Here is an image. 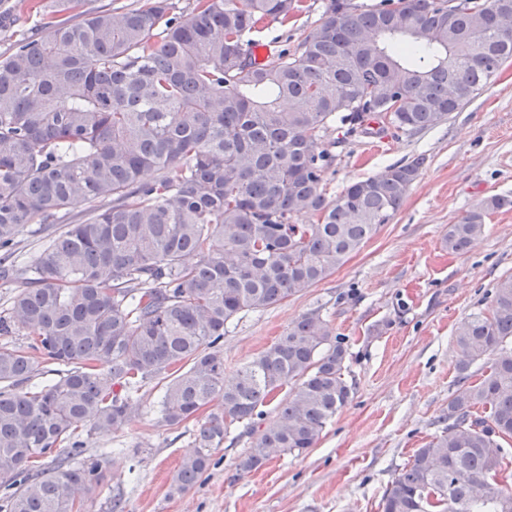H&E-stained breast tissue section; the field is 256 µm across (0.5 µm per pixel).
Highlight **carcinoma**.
<instances>
[{
  "label": "carcinoma",
  "instance_id": "obj_1",
  "mask_svg": "<svg viewBox=\"0 0 512 512\" xmlns=\"http://www.w3.org/2000/svg\"><path fill=\"white\" fill-rule=\"evenodd\" d=\"M469 2L450 14L448 0H326L312 33L261 63L256 36L288 26L305 0H194L187 13L168 0L123 12L21 0L0 13V30L37 17V32L0 56V281L13 288L0 335L31 337L26 349L0 346V512H80L109 462L84 455L87 442L134 421L155 380L161 420L197 425L175 493L208 471L229 425L254 429L284 390L237 470L317 445L352 394L333 327L302 315L230 383L220 342L234 320L330 276L425 166L417 156L331 198V123L355 137L433 128L512 61V24L475 16L512 14V0ZM80 204L30 264L17 263L27 225ZM509 208L512 195L483 198L448 225L443 247L468 251ZM454 341L448 426L392 479L378 512H512V275ZM477 362L485 371L473 383ZM45 363L59 366L54 377L31 384ZM218 396L222 411L206 412ZM38 457L50 461L32 465Z\"/></svg>",
  "mask_w": 512,
  "mask_h": 512
}]
</instances>
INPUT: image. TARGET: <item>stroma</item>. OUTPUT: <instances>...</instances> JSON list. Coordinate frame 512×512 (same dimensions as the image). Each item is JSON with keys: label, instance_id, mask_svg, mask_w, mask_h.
Instances as JSON below:
<instances>
[{"label": "stroma", "instance_id": "stroma-1", "mask_svg": "<svg viewBox=\"0 0 512 512\" xmlns=\"http://www.w3.org/2000/svg\"><path fill=\"white\" fill-rule=\"evenodd\" d=\"M325 140L331 197L386 166L420 155L427 162L389 223L327 279L228 326L224 374L316 311L348 350L351 400L308 453L273 457L243 476L236 464L255 436L232 425L202 480L174 495L171 478L194 449L196 424L162 422L163 390L146 384L134 422L88 443L90 454L115 449V466L82 512H111L116 494L122 512H377L397 472L446 427L458 379L453 331L488 311L497 281L512 274V210L491 214L466 253L448 254L442 238L481 199L512 195V64L435 128L360 141L335 125Z\"/></svg>", "mask_w": 512, "mask_h": 512}]
</instances>
